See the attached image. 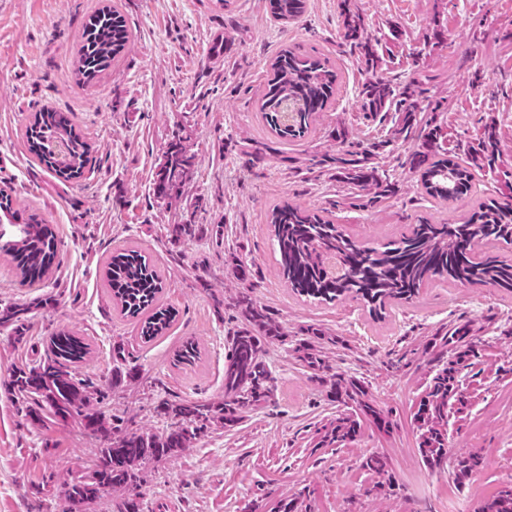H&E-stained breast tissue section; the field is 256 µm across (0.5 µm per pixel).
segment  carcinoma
<instances>
[{
	"instance_id": "cac0c4a2",
	"label": "carcinoma",
	"mask_w": 512,
	"mask_h": 512,
	"mask_svg": "<svg viewBox=\"0 0 512 512\" xmlns=\"http://www.w3.org/2000/svg\"><path fill=\"white\" fill-rule=\"evenodd\" d=\"M272 17L287 23L302 15L305 0H269ZM345 37L361 50L372 64L380 62L376 45L364 35L363 21L356 16L346 21ZM129 33L118 7L104 9L89 22L77 60V73L84 79L104 70L124 50ZM338 82V74L328 58L316 54L286 50L271 63L260 112L265 124L276 137L284 140L302 138L312 131L319 112L323 111ZM364 106L370 112L395 111L394 135L408 138L415 133V94L399 90L378 77L362 85ZM297 106L292 123L283 121V106ZM45 122V112L34 113L26 127L30 152L48 170L65 180L81 178L87 169L92 149L75 127L68 123ZM62 139L68 155L58 160L52 143ZM388 144L381 140L372 148L354 144L326 163L336 165L343 175L367 198L371 205L396 194L398 184L371 166L373 149ZM195 155L176 145L165 156L157 176L155 192L166 199L181 193L193 177ZM425 192L442 201L454 200L472 188L474 173L454 160L448 148V133L439 125L425 132V150L414 158ZM0 200L7 202L4 218L12 234L0 232V252L16 262L24 280H40L48 275L57 253L52 228L35 212L24 213L13 206L12 198L0 189ZM279 266L290 288L300 296L333 302L347 296L363 300L372 310L381 309L388 300H411L435 278H445L469 285L492 284L512 290V262L479 255L478 244L484 241H512V202L494 199L477 203L474 211L458 224H433L420 220L409 234L378 247H365L338 229L336 224L290 204L272 211ZM104 275L113 299L123 314L137 317L151 310L141 325V336L152 339L162 335L175 320L176 312L157 304L162 279L148 257L138 250L123 249L108 259ZM234 307L248 325L233 331L229 353L224 362V402H189L166 404L162 411L174 420V426L162 436L153 433H127L118 420L107 421L88 412L94 394L88 382H77L70 371L87 355V344L72 332H59L51 341L50 356L44 364L18 370L11 386L17 398L40 396L54 415L66 420L75 415L103 434H112V447L102 448L96 463L71 479L69 497L90 503L109 492H118L137 482L139 466L158 460L176 449L190 447L213 422L230 425L241 414L267 401L271 393V371L263 360L264 345L284 338L279 323L259 309L251 289L242 288L235 295ZM29 308L5 306L0 309V326L23 339ZM321 333L299 344V351L310 367L324 365L320 346ZM442 345L450 348L451 357L442 363L432 378L429 390L421 397L414 423L419 432V449L427 467L440 469L448 460V404L461 405L465 388L459 366L474 356L467 340V330H448ZM336 393L356 400L364 395L362 387L350 380L334 382ZM361 414L336 418L324 427L320 442L341 444L353 439L368 421L380 428L389 423L371 406L360 404ZM480 464L473 455L456 458L455 475L464 478ZM270 512H307L305 497L282 499ZM478 512H512V486L505 487L480 505Z\"/></svg>"
}]
</instances>
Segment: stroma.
Instances as JSON below:
<instances>
[{
	"instance_id": "35a3bbf8",
	"label": "stroma",
	"mask_w": 512,
	"mask_h": 512,
	"mask_svg": "<svg viewBox=\"0 0 512 512\" xmlns=\"http://www.w3.org/2000/svg\"><path fill=\"white\" fill-rule=\"evenodd\" d=\"M114 3L127 20V49L95 79L80 80L84 28ZM351 14L377 43L378 66L346 39ZM286 49L318 52L339 73L334 100L301 139L275 138L259 114L269 66ZM376 76L414 91L418 123L447 127L459 161L492 128L495 158L466 196L441 203L425 194L410 165L420 139L391 140L393 112L364 107L362 85ZM42 109L61 113L93 145L83 178L64 180L30 154L25 129ZM184 131L194 177L178 198H158L159 168ZM385 138L373 164L397 182L396 195L351 205L348 180L321 158L347 140L367 147ZM256 143L268 146L257 163L244 151ZM0 188L58 241L40 281L22 280L0 256V306L33 308L24 340L0 328V512H112L115 504L109 494L86 505L68 497L71 478L110 439L80 421L62 423L46 406L40 420L25 417L8 387L14 370L42 364L50 337L74 332L89 353L71 372L93 382L94 411L124 418L130 432L164 434L163 403L224 397L227 339L242 324L231 305L239 262L255 269L252 297L286 334L263 349L272 393L234 425L141 467L126 493L145 512H253L300 494L310 512H478L512 485V291L438 279L375 313L351 297L320 303L290 290L270 224L286 203L326 210L345 234L375 247L418 219L454 224L476 200L512 199V0H307L290 23L272 17L268 0H0ZM190 222L207 235L172 241L170 225ZM128 248L149 257L163 281L159 304L176 310L164 335L146 343L104 277L107 258ZM457 326L467 328L475 355L460 368L468 408L461 418L449 414L448 446L452 456L481 459L462 481L424 464L413 420L441 338ZM314 330L323 335L320 370L296 350ZM189 343L196 360L178 362ZM119 344L121 363L136 375L123 392L112 388ZM339 377L363 385L390 429L367 423L354 439L318 448L317 428L357 408L336 396ZM373 454L386 458L385 475L365 470Z\"/></svg>"
}]
</instances>
